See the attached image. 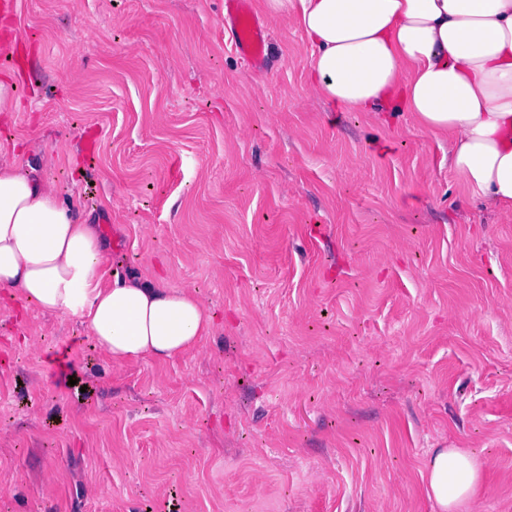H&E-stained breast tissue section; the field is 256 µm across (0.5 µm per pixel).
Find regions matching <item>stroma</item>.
<instances>
[{
	"mask_svg": "<svg viewBox=\"0 0 512 512\" xmlns=\"http://www.w3.org/2000/svg\"><path fill=\"white\" fill-rule=\"evenodd\" d=\"M252 7L260 69L224 0L0 11L23 58L0 144L93 215L104 284L158 269L214 320L117 365L0 297V512H439L432 448L478 458L471 512H512V216L447 135L312 95L302 32ZM226 30L228 42L239 55L256 67L264 65L267 27L253 13L250 0L224 1V35Z\"/></svg>",
	"mask_w": 512,
	"mask_h": 512,
	"instance_id": "1",
	"label": "stroma"
}]
</instances>
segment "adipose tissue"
Wrapping results in <instances>:
<instances>
[{"mask_svg": "<svg viewBox=\"0 0 512 512\" xmlns=\"http://www.w3.org/2000/svg\"><path fill=\"white\" fill-rule=\"evenodd\" d=\"M310 46L308 88L358 112L411 113L447 134L448 167L485 209L512 213V0H264ZM105 247L88 214L36 168L0 160V290L23 307L84 325L114 363L166 361L213 317L161 272L102 287ZM422 479L440 512H467L475 456L435 448Z\"/></svg>", "mask_w": 512, "mask_h": 512, "instance_id": "adipose-tissue-1", "label": "adipose tissue"}]
</instances>
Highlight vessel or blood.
<instances>
[{"instance_id": "obj_1", "label": "vessel or blood", "mask_w": 512, "mask_h": 512, "mask_svg": "<svg viewBox=\"0 0 512 512\" xmlns=\"http://www.w3.org/2000/svg\"><path fill=\"white\" fill-rule=\"evenodd\" d=\"M224 28L229 42L254 66L265 63L267 28L250 7V0H224Z\"/></svg>"}]
</instances>
